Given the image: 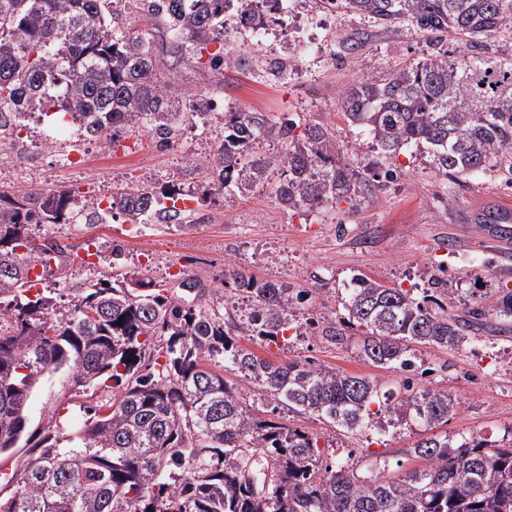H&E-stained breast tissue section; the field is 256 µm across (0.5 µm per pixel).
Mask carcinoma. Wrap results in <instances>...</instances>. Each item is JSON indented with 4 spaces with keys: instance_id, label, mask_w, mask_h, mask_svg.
Returning a JSON list of instances; mask_svg holds the SVG:
<instances>
[{
    "instance_id": "obj_1",
    "label": "carcinoma",
    "mask_w": 512,
    "mask_h": 512,
    "mask_svg": "<svg viewBox=\"0 0 512 512\" xmlns=\"http://www.w3.org/2000/svg\"><path fill=\"white\" fill-rule=\"evenodd\" d=\"M247 2L125 0L129 11L119 22L108 12L111 0H0V136L13 137L29 108L69 112L83 120L81 135L114 149L143 135L168 147L184 127L205 132L218 118L224 136L206 161L205 195L269 186L283 207L301 213L372 196L396 170L346 158L327 126L245 108L217 117L198 109L197 96L165 89L158 73L167 56L209 68L212 86L224 88V69L245 65L248 54L224 50V13ZM322 2L429 36L425 58L384 79H361L341 99L374 150L391 159L424 146L446 177L490 172L512 186V59L489 43L512 25V0ZM450 36L467 42L471 56L448 59ZM183 190L174 180L119 188L112 216L160 219L184 232L191 221L176 207ZM102 221L66 191L0 190V454L31 453L0 487V512H512V445L434 434L408 449L424 465L404 475L387 459L366 476L332 469L320 462L317 437L254 414L210 364L222 355L224 369L260 386L274 408L351 433L384 432L409 418L436 429L458 400L415 386L416 349L459 348L484 316L476 307L468 318L448 311V280L432 275L418 297L357 276L342 302L347 316L322 328L333 344L358 333L363 360L406 374L387 393L374 377L308 360L274 362L239 346V330L288 344L294 309L310 294L239 270L224 272L219 288L182 278L176 288L186 303L151 288L136 270L71 289L63 312L50 297L27 295L35 260L59 265L64 257L58 244L33 241L31 225ZM235 299L251 302L250 313L235 305L216 311ZM155 336L166 337V356L152 370L146 354ZM57 373L77 387L104 375L119 387L62 441L35 436L27 412L34 389Z\"/></svg>"
}]
</instances>
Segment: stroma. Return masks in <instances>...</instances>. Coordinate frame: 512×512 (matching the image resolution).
<instances>
[{"label": "stroma", "instance_id": "obj_1", "mask_svg": "<svg viewBox=\"0 0 512 512\" xmlns=\"http://www.w3.org/2000/svg\"><path fill=\"white\" fill-rule=\"evenodd\" d=\"M275 31L281 40L298 35L318 42L320 49L289 61L284 82L257 80L245 68L225 70L223 90L212 95L219 108L245 107L277 117L299 113L328 125L337 143L357 149L359 162L385 165L367 136L340 116L338 101L356 78L383 77L398 64L422 59L425 36L402 24L384 26L352 12L328 14L319 0H307L301 15L283 16ZM353 34L360 35L361 47L335 57V50ZM163 81L172 95L184 98L209 88L211 74L169 61ZM219 136L215 126L192 139L181 136L163 150L144 138L129 153L92 145L85 149V165L68 167L60 158L69 149L70 133L51 135L43 124L31 123L14 144L1 147L0 154L9 156L24 149L33 152L35 162L1 167L0 186L19 192L68 190L79 199L88 194L108 197L116 187L128 184L150 187L168 180L194 188L202 177L190 159L213 150ZM395 163L398 177L377 195L358 203H326L307 219L282 207L270 190L259 189L204 203L199 209L202 221L173 234L159 225L143 224L132 235L118 220L89 226L40 225L31 230L36 242L49 239L66 250L63 264L46 271L40 291L52 294L62 311L69 304V287L110 273L106 261L92 272L78 263V256L91 245L106 258L113 244H120L125 269L145 271L160 289L174 283L168 273L174 265L215 285L225 270H244L264 280L307 289L309 295L297 311L300 334L287 348L248 335L238 337L240 346L275 361L311 360L350 374L373 376L390 387L400 381V373L362 360L356 341L335 345L317 330L344 317L341 299L353 277L363 275L418 291L426 287L441 259L447 269L452 313L482 301L493 330L457 349H417L424 369L417 383L422 388L448 389L458 399L445 426L450 436L482 437L499 444L505 431L512 429V332L494 330L500 322L495 294L512 289V225L507 228L508 240L502 242L493 238L489 219L512 211V187L490 173L462 180L438 174L423 148L403 150ZM116 390L114 381L107 378L87 388L62 377L46 380L29 401L31 426H47L56 438L66 437L85 423L91 407L111 400ZM270 418L284 424L301 422L318 438L324 449L322 461L330 466L344 463L360 475L386 458L399 462L404 473L418 466L416 459L404 453L422 432L413 423L382 434H352L314 417L298 419L283 408Z\"/></svg>", "mask_w": 512, "mask_h": 512}]
</instances>
